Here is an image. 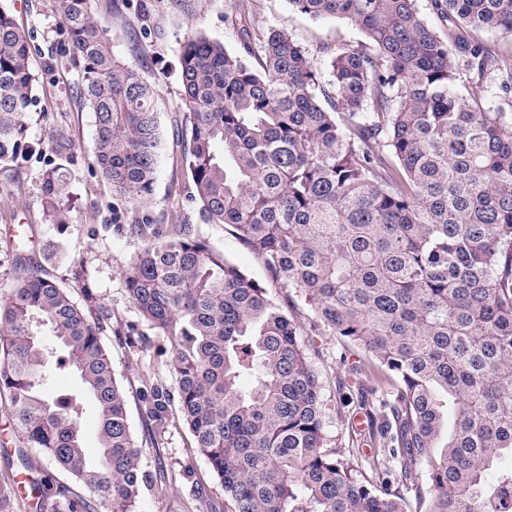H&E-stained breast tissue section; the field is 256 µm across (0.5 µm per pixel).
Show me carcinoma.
Returning a JSON list of instances; mask_svg holds the SVG:
<instances>
[{"label":"carcinoma","instance_id":"cac0c4a2","mask_svg":"<svg viewBox=\"0 0 512 512\" xmlns=\"http://www.w3.org/2000/svg\"><path fill=\"white\" fill-rule=\"evenodd\" d=\"M95 118L101 176L120 197L152 195L161 137L156 92L114 53L92 0H52ZM358 26L322 82L284 28L241 52L202 34L179 56L185 168L203 224H227L272 281L304 297L332 336L364 350L392 421L372 434L370 478L329 446L322 385L300 326L267 289L183 220L126 276L139 316L169 344L183 423L234 512H512V59L468 38L512 35V0H288ZM254 56L259 68L243 56ZM30 44L0 8V164L31 144ZM500 107L483 105L485 85ZM66 183L42 175L61 224ZM109 313L80 307L34 268L0 306V392L19 438L79 485L67 512H140L141 450L100 335ZM81 380L44 390L56 350ZM247 387L241 386L243 378ZM97 410L99 455L84 446ZM425 462L428 488L414 466ZM400 466L402 489L384 492Z\"/></svg>","mask_w":512,"mask_h":512}]
</instances>
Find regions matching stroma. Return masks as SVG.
<instances>
[{"label": "stroma", "instance_id": "stroma-1", "mask_svg": "<svg viewBox=\"0 0 512 512\" xmlns=\"http://www.w3.org/2000/svg\"><path fill=\"white\" fill-rule=\"evenodd\" d=\"M31 44V66L37 78L35 100L28 113L27 138L33 146L25 161L0 169V305L26 275L16 254L33 258L74 301L93 291L110 318L101 335L116 377L125 388L128 417L142 450L147 484L141 512H234L205 457L170 402L163 422L148 416L143 395L151 387L175 393L176 381L163 337L144 322L126 291V275L148 242L132 225L150 221L170 224L186 219L198 232L281 304L301 326V341L323 385L328 436L361 472H369L374 448L368 428H356L361 416L360 377L368 373L369 356L329 335L295 289L272 282L260 256L237 240L229 225L202 224L189 197L181 131L186 114L181 104L179 55L183 40L202 33L240 48L239 37L225 18L248 11L256 31L288 29L293 38L314 50V63L327 71L320 45L357 47L361 29L340 19L314 20L299 14L287 0H92V15L110 39L114 52L138 69L156 90L162 150L153 192L145 204L117 196L100 175L93 153L94 115L78 92L80 73L70 63L67 33L50 0H0ZM60 169L67 183L63 199L68 221L52 223L40 198L42 174ZM24 225L22 236L9 229ZM74 483L35 448L19 441L0 394V512H65L64 498Z\"/></svg>", "mask_w": 512, "mask_h": 512}]
</instances>
